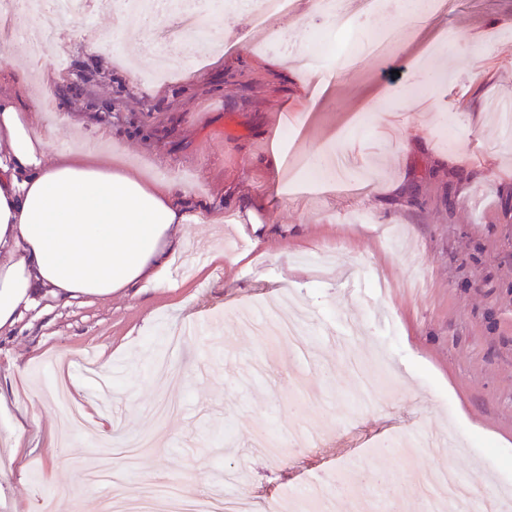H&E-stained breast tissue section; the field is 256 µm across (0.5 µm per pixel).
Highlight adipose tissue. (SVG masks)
Masks as SVG:
<instances>
[{
    "instance_id": "adipose-tissue-1",
    "label": "adipose tissue",
    "mask_w": 512,
    "mask_h": 512,
    "mask_svg": "<svg viewBox=\"0 0 512 512\" xmlns=\"http://www.w3.org/2000/svg\"><path fill=\"white\" fill-rule=\"evenodd\" d=\"M49 145L16 93L0 91V333L47 296L166 286L181 226L199 218L177 177L101 161L78 140L53 158Z\"/></svg>"
}]
</instances>
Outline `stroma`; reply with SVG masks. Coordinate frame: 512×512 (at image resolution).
I'll list each match as a JSON object with an SVG mask.
<instances>
[{
  "label": "stroma",
  "instance_id": "35a3bbf8",
  "mask_svg": "<svg viewBox=\"0 0 512 512\" xmlns=\"http://www.w3.org/2000/svg\"><path fill=\"white\" fill-rule=\"evenodd\" d=\"M410 25L387 56L364 55L314 90L277 45L255 50L243 16L233 54L184 48L186 70L146 80L148 43L113 41L89 51L91 31L109 26L97 9L61 33L44 64L56 74L54 108L23 97L52 148L83 138L107 152L115 141L132 167L175 174L205 220L182 236L203 253L192 273L172 269L164 288H132L93 303L47 300L0 334V439L22 411L37 412L20 465L0 447V493L21 512H104L114 494L137 497L166 481L187 496L246 492L251 512L290 499L297 481L318 483L326 466L366 464L337 512H430L415 497L416 471L456 452L463 468L487 469L512 495V141H503L489 102L512 98V0H443ZM447 45H440V37ZM427 84L428 103H410L406 84ZM337 143L352 164L335 184L311 185L270 165L311 160ZM252 209L253 224L234 223ZM223 213L225 223L207 218ZM247 263L215 265L214 251ZM382 277L385 295L372 286ZM307 314L310 370L292 344L237 323L241 312L269 321L282 298ZM204 331L176 340L191 323ZM95 351L99 387L61 404L41 383ZM304 375L319 401L291 412L290 382ZM375 376L380 405L362 397ZM112 398L99 402L100 388ZM99 402L112 443L144 433L136 473L113 458L110 479L88 483L103 451L95 423L62 426L65 406ZM313 433L304 446L298 432ZM278 450L256 447L257 437Z\"/></svg>",
  "mask_w": 512,
  "mask_h": 512
}]
</instances>
